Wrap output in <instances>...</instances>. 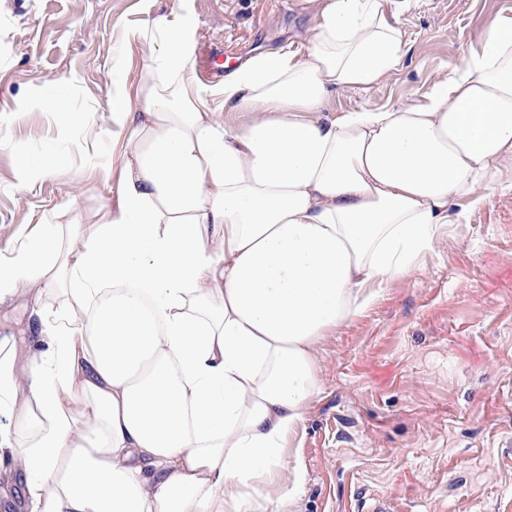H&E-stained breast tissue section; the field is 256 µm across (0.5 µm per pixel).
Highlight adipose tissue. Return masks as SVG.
<instances>
[{"mask_svg": "<svg viewBox=\"0 0 512 512\" xmlns=\"http://www.w3.org/2000/svg\"><path fill=\"white\" fill-rule=\"evenodd\" d=\"M418 0H318L300 49L203 83L189 5L112 56L120 130L91 224H43L0 264V302L56 293L61 331L0 356L27 433L30 512L242 508L317 392L320 336L411 273L460 204L512 192V16L408 98L327 114L399 69ZM241 114L238 122L226 120Z\"/></svg>", "mask_w": 512, "mask_h": 512, "instance_id": "adipose-tissue-1", "label": "adipose tissue"}]
</instances>
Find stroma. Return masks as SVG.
<instances>
[{
    "instance_id": "stroma-1",
    "label": "stroma",
    "mask_w": 512,
    "mask_h": 512,
    "mask_svg": "<svg viewBox=\"0 0 512 512\" xmlns=\"http://www.w3.org/2000/svg\"><path fill=\"white\" fill-rule=\"evenodd\" d=\"M178 0H0V263L40 224L86 220L104 201L112 157L106 103L112 53L135 82L142 48L126 30ZM201 80L255 50L297 46L314 26L308 0H191ZM512 0H419L400 17L409 51L369 91H342L327 109L381 107L407 97L476 49L487 20ZM66 86L82 125L37 104ZM53 162L21 180L20 161ZM18 294L0 303V346L31 349L40 326ZM319 390L289 435L282 468L249 512L287 495L299 472L298 512H512V193L449 225L419 270L390 279L364 312L320 337Z\"/></svg>"
}]
</instances>
